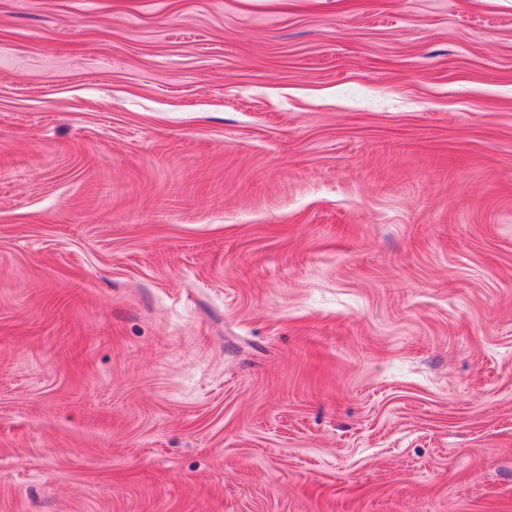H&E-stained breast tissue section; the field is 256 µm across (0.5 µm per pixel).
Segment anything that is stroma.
<instances>
[{"mask_svg":"<svg viewBox=\"0 0 512 512\" xmlns=\"http://www.w3.org/2000/svg\"><path fill=\"white\" fill-rule=\"evenodd\" d=\"M0 512H512V0H0Z\"/></svg>","mask_w":512,"mask_h":512,"instance_id":"obj_1","label":"stroma"}]
</instances>
